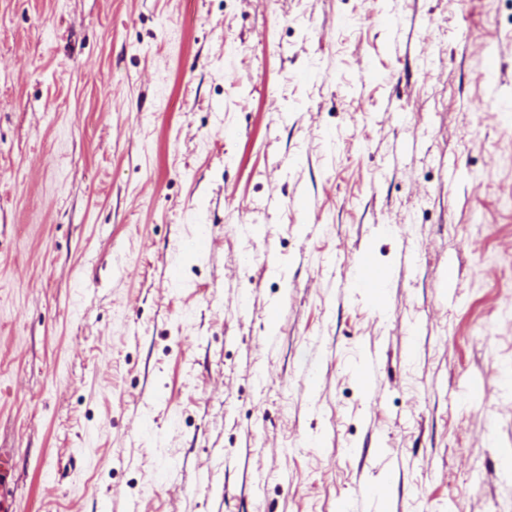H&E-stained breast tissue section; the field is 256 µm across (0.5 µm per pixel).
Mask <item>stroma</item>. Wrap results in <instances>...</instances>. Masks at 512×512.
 <instances>
[{"mask_svg":"<svg viewBox=\"0 0 512 512\" xmlns=\"http://www.w3.org/2000/svg\"><path fill=\"white\" fill-rule=\"evenodd\" d=\"M492 84L512 0H0L11 512H512ZM392 276L388 271L368 268L364 262L357 267L355 283L375 296L383 295L389 288Z\"/></svg>","mask_w":512,"mask_h":512,"instance_id":"35a3bbf8","label":"stroma"}]
</instances>
